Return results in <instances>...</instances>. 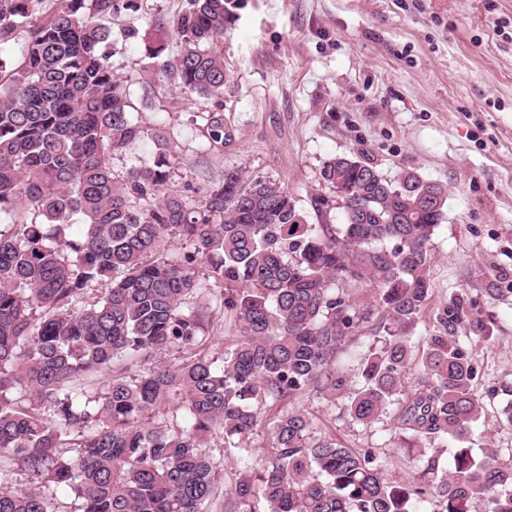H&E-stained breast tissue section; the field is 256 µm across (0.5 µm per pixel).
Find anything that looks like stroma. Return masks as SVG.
Returning <instances> with one entry per match:
<instances>
[{"instance_id": "obj_1", "label": "stroma", "mask_w": 512, "mask_h": 512, "mask_svg": "<svg viewBox=\"0 0 512 512\" xmlns=\"http://www.w3.org/2000/svg\"><path fill=\"white\" fill-rule=\"evenodd\" d=\"M219 45L229 80L224 122L235 139L210 148L206 118L214 102L167 87L141 44L118 42L111 62L129 79L146 125H165L171 185L200 189L239 168L281 184L309 223H335L336 194L321 178L333 157L361 154L388 178L413 172L448 190L445 217L429 244L432 297L412 332L422 351L435 307L467 297L460 330L478 361L482 407L469 445L512 456V427L500 419L512 387V0H233ZM187 0H134L111 18L113 30L146 29L172 18ZM326 198L323 213L311 199ZM222 282L204 280L191 298L205 313L197 352L222 359L238 339L220 307ZM316 436L348 448H378L389 474L411 477L408 452L393 439L394 413L354 423L344 397L310 392L297 401ZM217 463L209 512H224L242 452L209 438Z\"/></svg>"}]
</instances>
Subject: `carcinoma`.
<instances>
[{
  "label": "carcinoma",
  "mask_w": 512,
  "mask_h": 512,
  "mask_svg": "<svg viewBox=\"0 0 512 512\" xmlns=\"http://www.w3.org/2000/svg\"><path fill=\"white\" fill-rule=\"evenodd\" d=\"M117 2L0 0V47L25 35L17 59L0 58V454L32 479L26 492L0 489V512H53L60 487L80 512H207L216 462L205 447L217 430L243 451L226 512L248 502L256 481L267 512H472L477 502L512 512V463L465 446L481 409L478 366L456 336L469 321L464 297L436 307L438 335L421 358L409 342L431 298L428 244L445 213L412 202L447 188L415 173L391 180L344 155L321 172L348 191L336 224L309 223L279 183L238 168L193 205L170 188L168 142L134 115L128 79L110 62V29L97 19ZM231 4L188 0L174 19L122 38L141 39L180 93L220 98L228 73L217 41ZM174 35L182 49L169 60ZM145 138L157 148L151 164L112 168L114 154ZM205 138L233 141L221 109L208 114ZM167 239L190 252L167 258ZM200 264L224 282L239 342L219 363L115 372L126 355L148 361L199 343L202 313L188 304ZM376 317L379 345L356 373L338 372ZM94 371L110 373L100 393L76 384ZM311 391L346 396L365 426L397 406V443L415 454L418 475H388L376 448L314 437L301 410L274 415L267 464L253 475L245 440L259 405ZM175 395L181 425L151 424ZM450 444L448 470L440 459Z\"/></svg>",
  "instance_id": "1"
}]
</instances>
